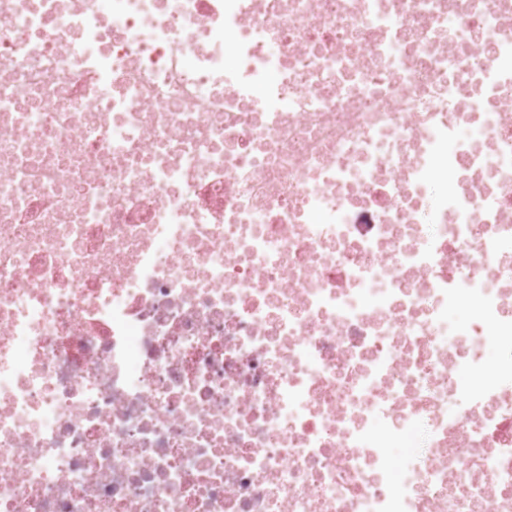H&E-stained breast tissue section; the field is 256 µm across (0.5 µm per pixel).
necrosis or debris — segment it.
Segmentation results:
<instances>
[{"label":"necrosis or debris","mask_w":512,"mask_h":512,"mask_svg":"<svg viewBox=\"0 0 512 512\" xmlns=\"http://www.w3.org/2000/svg\"><path fill=\"white\" fill-rule=\"evenodd\" d=\"M0 512H512V0H0Z\"/></svg>","instance_id":"obj_1"}]
</instances>
